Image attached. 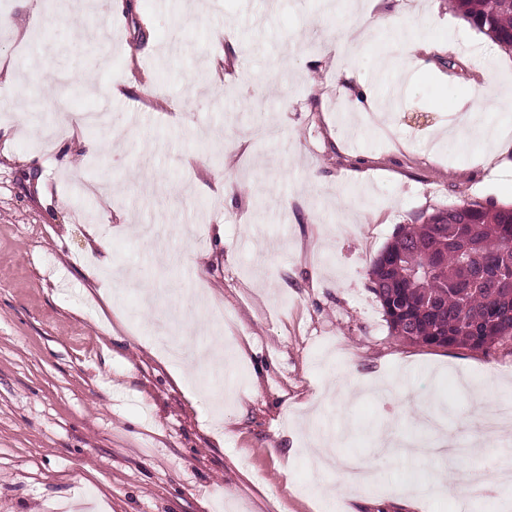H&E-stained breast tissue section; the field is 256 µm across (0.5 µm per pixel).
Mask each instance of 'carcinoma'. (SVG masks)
<instances>
[{
  "mask_svg": "<svg viewBox=\"0 0 512 512\" xmlns=\"http://www.w3.org/2000/svg\"><path fill=\"white\" fill-rule=\"evenodd\" d=\"M451 2L472 27L512 51V0ZM367 276L396 335L486 353L512 340V206L464 203L403 224Z\"/></svg>",
  "mask_w": 512,
  "mask_h": 512,
  "instance_id": "obj_1",
  "label": "carcinoma"
}]
</instances>
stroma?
<instances>
[{
    "mask_svg": "<svg viewBox=\"0 0 512 512\" xmlns=\"http://www.w3.org/2000/svg\"><path fill=\"white\" fill-rule=\"evenodd\" d=\"M185 2L124 0L112 17L107 0H45L36 41L0 39L15 76L0 80V512L85 497L94 512H320L350 456L375 473L350 512H507L512 486L401 499L405 474L425 482L436 461H394L357 427L412 434L431 402L465 445L480 420L458 379L512 395V341L485 354L403 340L367 279L398 225L512 205V165L467 166L434 137L486 66L512 91V65L450 0H406L401 28L373 29L345 60L328 44L361 0ZM417 39L435 50L394 95ZM350 69L388 104V135L365 124ZM272 71L261 96L243 94L241 78ZM115 79L129 89L106 98ZM144 79L149 92L131 89ZM90 112L110 130L38 150L63 114ZM84 139L110 149L86 155ZM205 166L231 179L228 196L196 190ZM188 326L197 351L215 326L228 351L221 380L199 370L194 404L147 348ZM356 380L387 388L349 396ZM324 432L338 440L315 469L307 447Z\"/></svg>",
    "mask_w": 512,
    "mask_h": 512,
    "instance_id": "1",
    "label": "stroma"
}]
</instances>
